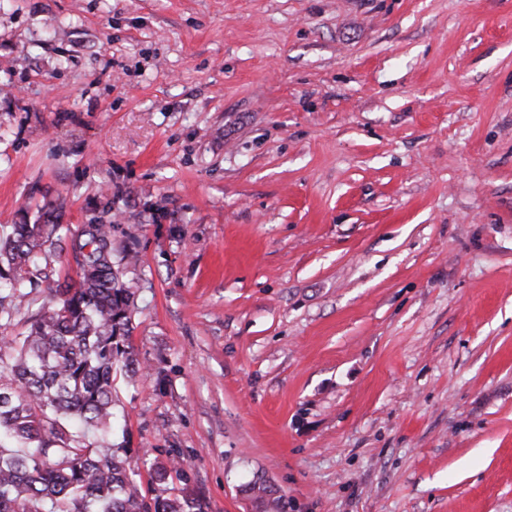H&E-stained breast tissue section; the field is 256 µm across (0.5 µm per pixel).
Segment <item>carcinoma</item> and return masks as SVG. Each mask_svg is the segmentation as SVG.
<instances>
[{"label": "carcinoma", "mask_w": 512, "mask_h": 512, "mask_svg": "<svg viewBox=\"0 0 512 512\" xmlns=\"http://www.w3.org/2000/svg\"><path fill=\"white\" fill-rule=\"evenodd\" d=\"M62 209L23 211L0 237V327L39 303L23 332L0 338V512H205L188 488L169 493L184 478L173 462L142 460L158 485L148 497L126 442H112L135 292L114 261V225L74 228ZM66 244L76 268L63 271Z\"/></svg>", "instance_id": "carcinoma-1"}]
</instances>
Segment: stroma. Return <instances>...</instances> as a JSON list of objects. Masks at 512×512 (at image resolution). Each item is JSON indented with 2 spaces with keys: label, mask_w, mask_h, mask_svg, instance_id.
<instances>
[{
  "label": "stroma",
  "mask_w": 512,
  "mask_h": 512,
  "mask_svg": "<svg viewBox=\"0 0 512 512\" xmlns=\"http://www.w3.org/2000/svg\"><path fill=\"white\" fill-rule=\"evenodd\" d=\"M61 197L207 512H512V0H0V236Z\"/></svg>",
  "instance_id": "obj_1"
}]
</instances>
